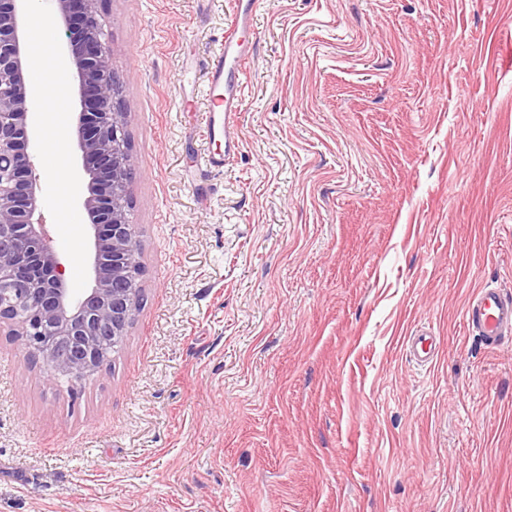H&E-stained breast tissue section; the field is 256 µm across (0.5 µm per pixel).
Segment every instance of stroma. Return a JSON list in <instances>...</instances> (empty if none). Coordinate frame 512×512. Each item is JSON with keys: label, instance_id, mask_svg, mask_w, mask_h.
<instances>
[{"label": "stroma", "instance_id": "35a3bbf8", "mask_svg": "<svg viewBox=\"0 0 512 512\" xmlns=\"http://www.w3.org/2000/svg\"><path fill=\"white\" fill-rule=\"evenodd\" d=\"M253 2L221 169L198 90L233 0L102 4L142 303L74 388L0 333V512H512V339L464 321L512 294V0ZM63 75L38 119L70 127ZM75 153L34 163L79 290ZM467 329L488 345L512 335V298L496 288H482L467 302ZM410 353L419 363H430L433 360L434 353L432 347L431 336L419 330L413 336H409Z\"/></svg>", "mask_w": 512, "mask_h": 512}]
</instances>
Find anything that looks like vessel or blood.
Returning a JSON list of instances; mask_svg holds the SVG:
<instances>
[{
  "mask_svg": "<svg viewBox=\"0 0 512 512\" xmlns=\"http://www.w3.org/2000/svg\"><path fill=\"white\" fill-rule=\"evenodd\" d=\"M234 10L235 19L224 31L223 50L205 63L207 107L202 126L207 143L204 164L210 168L223 167L225 159L234 157L241 147L236 116L243 90L240 76L254 45L253 4L234 0ZM465 321L468 331L484 343L498 344L512 335V298L496 288L481 289L468 300ZM408 347L420 363L434 357L431 337L423 331L410 336Z\"/></svg>",
  "mask_w": 512,
  "mask_h": 512,
  "instance_id": "1",
  "label": "vessel or blood"
}]
</instances>
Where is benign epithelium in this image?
<instances>
[{
  "instance_id": "benign-epithelium-1",
  "label": "benign epithelium",
  "mask_w": 512,
  "mask_h": 512,
  "mask_svg": "<svg viewBox=\"0 0 512 512\" xmlns=\"http://www.w3.org/2000/svg\"><path fill=\"white\" fill-rule=\"evenodd\" d=\"M30 2L0 0V329L22 341L28 360L54 380L78 385L100 371L137 309L141 288L128 278L141 257L128 216L133 156L101 24L103 0H55L66 38L62 59L78 78L77 204L90 221L92 284L77 294L43 224L47 195L33 162L29 129L39 93L28 79Z\"/></svg>"
}]
</instances>
